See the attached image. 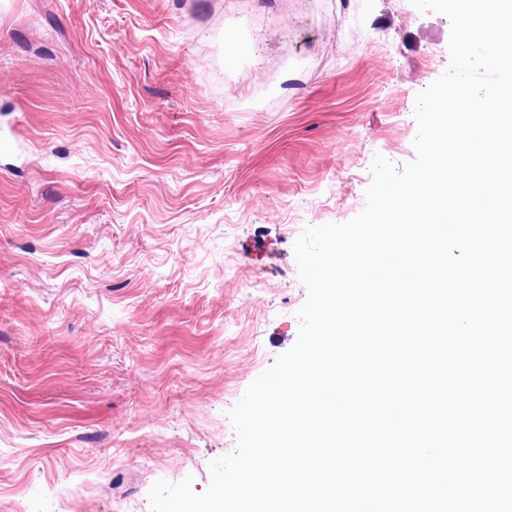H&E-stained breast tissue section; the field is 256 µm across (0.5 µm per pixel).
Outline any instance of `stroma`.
Segmentation results:
<instances>
[{
    "instance_id": "35a3bbf8",
    "label": "stroma",
    "mask_w": 512,
    "mask_h": 512,
    "mask_svg": "<svg viewBox=\"0 0 512 512\" xmlns=\"http://www.w3.org/2000/svg\"><path fill=\"white\" fill-rule=\"evenodd\" d=\"M449 36L409 0H0V512L207 488L296 340L295 241L415 159Z\"/></svg>"
}]
</instances>
